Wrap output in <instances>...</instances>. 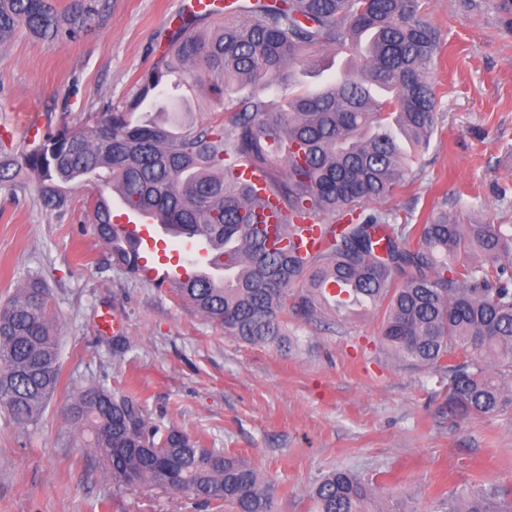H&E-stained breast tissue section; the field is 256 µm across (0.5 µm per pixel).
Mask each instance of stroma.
Here are the masks:
<instances>
[{
    "mask_svg": "<svg viewBox=\"0 0 512 512\" xmlns=\"http://www.w3.org/2000/svg\"><path fill=\"white\" fill-rule=\"evenodd\" d=\"M441 36L431 73L438 120L427 149L378 207L398 222L430 213L487 214L512 224V32L464 0H421ZM182 0H107L77 42L17 37L0 48V140L24 149L34 132L79 129L88 114L121 108L175 31ZM353 52L298 63L315 89L359 68ZM75 187L56 217L35 188L0 190V302L43 279L60 344L61 380L41 422L22 429L0 414V512H230L195 496L106 476L68 439L64 408L103 383L141 402L152 422L230 448L276 488L275 512H313L310 493L345 467L372 483L371 512H427L473 484L512 490V415L448 409L444 372L396 359L381 319L357 313L320 323L292 314L279 345L227 336L174 286L112 265ZM114 313L119 334L101 331Z\"/></svg>",
    "mask_w": 512,
    "mask_h": 512,
    "instance_id": "1",
    "label": "stroma"
}]
</instances>
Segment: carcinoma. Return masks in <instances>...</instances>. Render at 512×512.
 <instances>
[{"instance_id":"carcinoma-1","label":"carcinoma","mask_w":512,"mask_h":512,"mask_svg":"<svg viewBox=\"0 0 512 512\" xmlns=\"http://www.w3.org/2000/svg\"><path fill=\"white\" fill-rule=\"evenodd\" d=\"M419 0H232L209 33L193 11L179 18L160 62L139 78L122 110L64 125L20 154L0 142V188L34 185L41 206L68 212L72 183L94 189L86 208L112 265L136 274V249L119 240L105 190L128 210L150 206L179 234L238 247L242 274L219 286L193 278L180 296L224 333L251 344L287 335L288 298L308 320H334L318 289L349 282L372 299L392 355L448 372V403L464 415L512 413V224L442 212L396 224L369 204L393 194L405 174L402 141L424 149L437 123L430 74L439 32ZM512 31V0H469ZM105 0H0V46L26 34L70 42L88 33ZM326 49H359L361 76L342 74L275 104L261 91L292 81L290 68L319 65ZM179 72L206 83L217 102L200 124L183 119L168 93ZM230 85L251 93L229 103ZM148 111L140 112L143 105ZM140 112L137 121L130 117ZM260 174L275 201L320 231L301 253L267 248L254 227L261 203L239 174ZM61 377L50 297L29 278L0 304V407L21 428L36 425ZM70 435L115 482L181 486L231 512H273L275 485L235 453L149 424L143 406L89 385L66 408ZM372 485L345 469L312 492L314 512H367ZM433 512H512L493 487L452 493Z\"/></svg>"}]
</instances>
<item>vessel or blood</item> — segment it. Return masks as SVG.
<instances>
[{
	"label": "vessel or blood",
	"mask_w": 512,
	"mask_h": 512,
	"mask_svg": "<svg viewBox=\"0 0 512 512\" xmlns=\"http://www.w3.org/2000/svg\"><path fill=\"white\" fill-rule=\"evenodd\" d=\"M258 227L267 236L269 246L283 245V226L288 215L273 202H266L256 211ZM119 233L130 240L139 256V272L149 279L174 283L182 279L184 267L181 264L164 263L156 260L155 254L160 242L169 237L171 230L160 224L153 211L142 210L130 213L126 224L120 225ZM193 267L199 277L210 281H221L232 274L237 267L234 252L224 249L217 241L208 237H195L189 242Z\"/></svg>",
	"instance_id": "1"
}]
</instances>
